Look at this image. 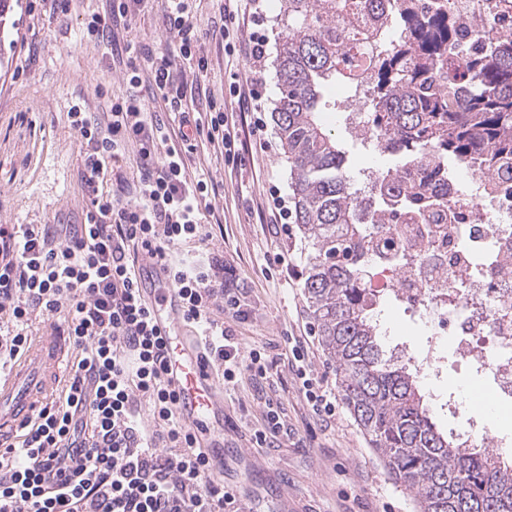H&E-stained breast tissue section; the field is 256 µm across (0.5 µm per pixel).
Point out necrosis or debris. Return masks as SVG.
<instances>
[{"mask_svg": "<svg viewBox=\"0 0 512 512\" xmlns=\"http://www.w3.org/2000/svg\"><path fill=\"white\" fill-rule=\"evenodd\" d=\"M448 6L477 40L512 36V0H449ZM376 44L372 37L354 47L351 78L338 86L354 139L370 131L355 80L372 63ZM420 189L447 201L445 222L409 224L398 217L383 224L377 237L384 258L374 262L369 285L427 330L426 345L409 352L420 379L440 378L456 361L483 379L499 419L512 422V181L462 165L452 182L434 177ZM445 332L455 338L450 360L438 341Z\"/></svg>", "mask_w": 512, "mask_h": 512, "instance_id": "1", "label": "necrosis or debris"}]
</instances>
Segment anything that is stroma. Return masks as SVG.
<instances>
[{
	"label": "stroma",
	"instance_id": "35a3bbf8",
	"mask_svg": "<svg viewBox=\"0 0 512 512\" xmlns=\"http://www.w3.org/2000/svg\"><path fill=\"white\" fill-rule=\"evenodd\" d=\"M30 2L20 0L0 38V51L9 59L8 68L0 70V224H77L86 204L80 187L82 157L64 114L72 105L95 102L96 89L118 96L125 86L109 68L111 48L86 37L85 19L101 9V0H77L65 17L42 7L35 20ZM262 9L268 43L257 85L261 114L239 111L224 85L225 69L248 73L247 58L227 55L211 40L203 43L209 70L194 99L201 112L209 102L222 104L243 143L258 138L265 144L254 150L252 160L235 167L209 148L195 159L198 173L217 184L224 209L222 224L212 226L211 239L198 250L216 255L226 278L244 288L251 315L236 334L248 348L278 345L291 334L313 339L315 333L303 291L304 241L295 221L279 229L266 207L269 189H278L288 201L293 193L271 118L279 95L274 60L280 0H264ZM25 42L34 45L38 62L27 63L21 49ZM258 122L263 131L256 138L252 131ZM278 253L287 254V266L274 264ZM377 313L393 343H426L425 330L404 307L386 299ZM309 357L318 376L336 389V366L314 339ZM274 389L300 445L288 441L278 448L253 447L251 434L262 420L264 402L245 376L225 389L224 413L209 424L210 442L224 450V465L214 480L241 495L248 512H415L412 497L389 478L344 402H337L331 426L315 423L284 360ZM241 448L251 449L254 467L239 461Z\"/></svg>",
	"mask_w": 512,
	"mask_h": 512
}]
</instances>
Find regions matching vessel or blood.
<instances>
[{"label": "vessel or blood", "instance_id": "vessel-or-blood-1", "mask_svg": "<svg viewBox=\"0 0 512 512\" xmlns=\"http://www.w3.org/2000/svg\"><path fill=\"white\" fill-rule=\"evenodd\" d=\"M157 326L170 340L169 370L179 398V412L190 425L209 422L224 411V399L210 365L203 359L198 342L178 335L182 322L181 304L167 288L146 292ZM65 357V338L50 330L38 336L32 346L0 377V435L15 431L35 409L54 397L59 388Z\"/></svg>", "mask_w": 512, "mask_h": 512}]
</instances>
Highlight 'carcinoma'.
Listing matches in <instances>:
<instances>
[{
  "label": "carcinoma",
  "instance_id": "1",
  "mask_svg": "<svg viewBox=\"0 0 512 512\" xmlns=\"http://www.w3.org/2000/svg\"><path fill=\"white\" fill-rule=\"evenodd\" d=\"M272 119L288 160L295 220L307 246L304 295L324 354L356 425L417 512H512V460L461 448L440 432L421 381L382 341L367 287L364 200L346 176L344 143L318 119L323 88L346 80L347 52L370 27L395 33L362 72L373 148L401 162L381 171L371 198L382 212L418 211L402 169L448 175L466 163L512 162V39L474 52L459 44L448 9L419 0H282Z\"/></svg>",
  "mask_w": 512,
  "mask_h": 512
}]
</instances>
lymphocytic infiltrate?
Segmentation results:
<instances>
[{
    "label": "lymphocytic infiltrate",
    "instance_id": "f902f5d3",
    "mask_svg": "<svg viewBox=\"0 0 512 512\" xmlns=\"http://www.w3.org/2000/svg\"><path fill=\"white\" fill-rule=\"evenodd\" d=\"M143 2L104 0L86 24L90 41L112 46L110 68L126 90L98 111L75 105L66 114L83 148L81 223L0 224V372L22 356L44 315L73 356L56 397L0 447V512H224L234 502L211 478L203 425L180 418L166 343L140 294V255L160 261L222 382L245 374L261 390L278 373L276 357L245 349L233 333L248 310L223 265L184 252L210 240L203 216L216 211L205 202L213 185L192 166L200 146L232 165L247 154L223 112L189 108L188 79L208 71L204 36L221 42L241 18L260 21V0L224 6L221 25L205 32L190 0H164L161 25L172 43L164 51L124 37ZM166 112L179 114L177 130ZM129 148L137 160L127 176L114 165ZM285 345L312 414L333 419L336 397L311 378L307 338ZM290 434L280 401L265 396L255 447H279Z\"/></svg>",
    "mask_w": 512,
    "mask_h": 512
}]
</instances>
